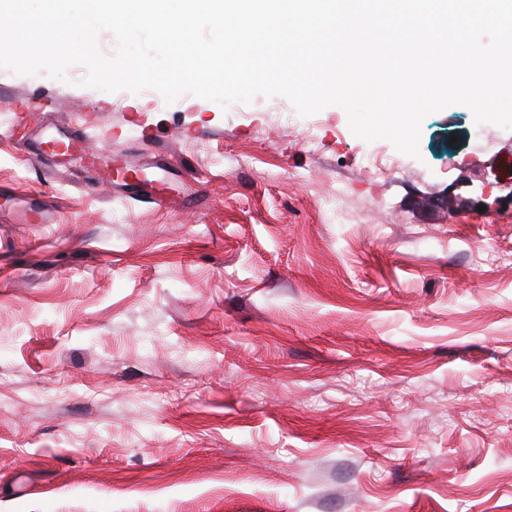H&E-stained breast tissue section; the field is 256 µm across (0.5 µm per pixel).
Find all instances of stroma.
Instances as JSON below:
<instances>
[{
	"mask_svg": "<svg viewBox=\"0 0 512 512\" xmlns=\"http://www.w3.org/2000/svg\"><path fill=\"white\" fill-rule=\"evenodd\" d=\"M77 72L0 68V512H512V128Z\"/></svg>",
	"mask_w": 512,
	"mask_h": 512,
	"instance_id": "obj_1",
	"label": "stroma"
}]
</instances>
